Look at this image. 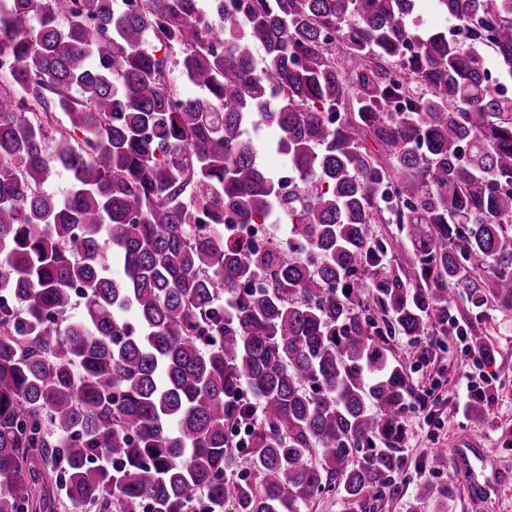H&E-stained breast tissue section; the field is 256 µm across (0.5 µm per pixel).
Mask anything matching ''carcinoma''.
Returning a JSON list of instances; mask_svg holds the SVG:
<instances>
[{
    "instance_id": "1",
    "label": "carcinoma",
    "mask_w": 512,
    "mask_h": 512,
    "mask_svg": "<svg viewBox=\"0 0 512 512\" xmlns=\"http://www.w3.org/2000/svg\"><path fill=\"white\" fill-rule=\"evenodd\" d=\"M438 2L467 44L417 0H0V512L396 492L422 339L490 357L512 310V0ZM274 211L264 253L224 233ZM418 14L423 28H440L448 24L445 30L448 31V36L451 39L458 42L467 41L468 34L466 28L448 21V16L443 13L435 0H422ZM252 135L261 145L259 161L262 167L277 176H281V171L288 167V159L285 155L269 146L275 138L274 130L272 128H264L257 134L252 133Z\"/></svg>"
}]
</instances>
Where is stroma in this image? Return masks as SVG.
I'll return each mask as SVG.
<instances>
[{"label": "stroma", "mask_w": 512, "mask_h": 512, "mask_svg": "<svg viewBox=\"0 0 512 512\" xmlns=\"http://www.w3.org/2000/svg\"><path fill=\"white\" fill-rule=\"evenodd\" d=\"M495 353L487 367L474 365L458 340L438 344L425 339L426 358L411 372L425 404L410 403L403 415L406 437L401 445L407 469L395 494L377 503V512H512V311L495 306L484 309ZM490 372L492 399L483 417L458 408V396L467 378ZM472 438L485 450L486 470L492 475L482 498L470 495L472 474L454 462L448 450L457 439ZM444 449L441 461L430 463L432 449ZM449 483L455 493L443 506L421 503L423 481Z\"/></svg>", "instance_id": "1"}]
</instances>
